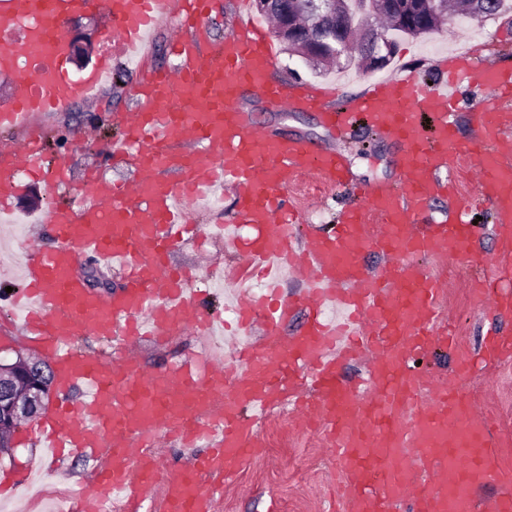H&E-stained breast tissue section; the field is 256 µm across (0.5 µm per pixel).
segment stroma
I'll use <instances>...</instances> for the list:
<instances>
[{
	"label": "stroma",
	"instance_id": "35a3bbf8",
	"mask_svg": "<svg viewBox=\"0 0 512 512\" xmlns=\"http://www.w3.org/2000/svg\"><path fill=\"white\" fill-rule=\"evenodd\" d=\"M275 47L276 76L281 82L335 88L352 97L359 94L369 80L393 77L405 66L415 69L425 81L436 80L442 74L440 60L461 47L481 52L488 66L512 68V11L470 24L454 18L441 34L398 37L392 62L375 71L363 69L354 62L319 71L290 53L283 42H276ZM137 73L134 62L114 61L111 80L99 88L94 99H79L68 111L43 112L36 117L35 131L41 135L47 154L68 163L69 184L56 190L41 183H26L12 202L8 226L11 244L8 250H0V267L8 264L17 270L22 268L24 256L16 247L18 240L43 232L49 207L76 203L87 168H100L110 179L132 177L131 169L112 166L104 154V146L117 133L114 116L137 106L130 94ZM240 106L250 113L254 122L278 136L301 137L343 154L353 184L369 185L390 181L396 176L397 145L366 125H359L351 135L339 138L321 124L314 112H274L251 96L244 97ZM85 129L94 130V138L74 146L73 135ZM353 201L351 193L324 192L312 184L304 185L301 194L309 226L317 230L333 223L337 212ZM445 271L450 284L448 309L459 330L462 347L472 354H480L488 331L512 330V316L500 315L473 301L469 288L474 273L472 265L451 259ZM202 348L197 337L176 336L162 346L142 343L138 351L144 364L159 366L176 362ZM465 389L496 417L503 442V462L512 467V363H486L466 380ZM37 426L34 420L22 425L16 447L0 453V473L19 477L33 467L43 472V482L49 488H68L83 480L92 466L91 461L66 458L51 462L36 441ZM331 468L321 446L309 445L300 439L289 441L284 448H266L262 455L244 465L234 484L225 487L215 512H330L334 498L329 485Z\"/></svg>",
	"mask_w": 512,
	"mask_h": 512
}]
</instances>
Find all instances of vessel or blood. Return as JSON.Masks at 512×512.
<instances>
[{
  "label": "vessel or blood",
  "instance_id": "b4317fda",
  "mask_svg": "<svg viewBox=\"0 0 512 512\" xmlns=\"http://www.w3.org/2000/svg\"><path fill=\"white\" fill-rule=\"evenodd\" d=\"M213 8L214 0H0V71L23 83L13 107L0 112V128H29L36 114L90 97L113 59L146 48L157 20L176 30L168 42L174 65L140 71L131 89L139 106L119 113L123 135L105 148L137 180L88 169L79 208L50 210V243L26 245V286L11 306L26 340L50 359L59 395L37 427L41 447L54 459L92 460L97 487L149 493L146 512H214L225 484L262 452L258 419L286 405L295 427L318 428L336 464L338 512H512V473L500 464L493 422L460 386L469 355H459L450 378L411 366L456 345L453 322L440 316L447 282L430 263L474 261L477 229L458 208L444 220L424 219L432 198L456 199V172L474 175L477 196L496 213L497 260L479 267L473 293L512 314V294L499 290L500 273H512V71L455 54L444 61L448 80L429 84L405 69L371 81L352 106L335 107V90L273 78L272 31L250 19L249 0H236L239 23L218 44L207 30ZM100 11L112 17L101 60L72 80L63 23ZM463 82L491 92L493 104L461 107ZM248 89L280 111L323 110L337 133L361 120L396 139L395 185L363 187V205L342 211L330 232L298 236L296 181L345 187L347 162L254 127L236 106ZM463 109L474 130L464 143ZM67 170L63 162L47 167L36 138L16 143L0 165V214L22 178L62 183ZM225 186L235 211L222 237L266 281L262 294L239 297L230 322L200 311L196 268L171 261L200 233H214V225L192 223L190 208ZM244 225L250 236L241 235ZM369 252L382 258L372 271L363 264ZM86 259L120 274V289L105 297L90 288L80 272ZM286 274L300 283L297 295L283 293ZM298 310L304 326L287 335ZM219 325L236 338L221 356L201 351L150 371L131 351L142 341L204 338ZM81 331L106 340L113 356L75 348ZM356 361L363 377L344 382L341 369ZM76 385L84 389L77 404L69 398ZM165 439L200 453L170 468L157 452ZM486 486L499 494L479 498Z\"/></svg>",
  "mask_w": 512,
  "mask_h": 512
}]
</instances>
